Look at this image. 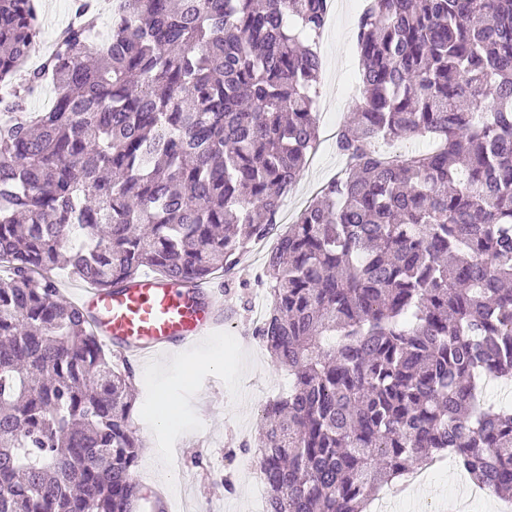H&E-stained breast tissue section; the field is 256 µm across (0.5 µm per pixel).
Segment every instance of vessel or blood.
Listing matches in <instances>:
<instances>
[{
	"label": "vessel or blood",
	"instance_id": "obj_1",
	"mask_svg": "<svg viewBox=\"0 0 512 512\" xmlns=\"http://www.w3.org/2000/svg\"><path fill=\"white\" fill-rule=\"evenodd\" d=\"M77 304L90 313L100 339L126 361L190 349L228 322L222 291L200 282L177 288L153 274L127 288L82 289Z\"/></svg>",
	"mask_w": 512,
	"mask_h": 512
}]
</instances>
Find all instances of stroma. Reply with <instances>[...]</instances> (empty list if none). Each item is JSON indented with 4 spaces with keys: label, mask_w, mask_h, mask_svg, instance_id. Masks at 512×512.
Wrapping results in <instances>:
<instances>
[{
    "label": "stroma",
    "mask_w": 512,
    "mask_h": 512,
    "mask_svg": "<svg viewBox=\"0 0 512 512\" xmlns=\"http://www.w3.org/2000/svg\"><path fill=\"white\" fill-rule=\"evenodd\" d=\"M342 8L328 32L322 34L319 48L322 70L319 96L329 108L320 115V145L312 161L300 175V182L288 195V207L281 210L275 234L260 242L248 243L232 273L225 276L226 295L233 308V319L213 344L230 342L224 369L217 384H205L211 370L202 366L185 375L181 364L186 353L161 356L132 367L133 387L138 399L132 412V428L143 444L137 471L145 479L166 480L168 462L159 460L152 450L160 440H168L184 449L179 459L178 492L186 496V506L204 507L208 512H262L264 490L253 481L252 466L225 469L224 461L240 457L241 445L254 439L260 428V410L288 390L287 368L277 365L258 339L253 308L269 298L268 285L260 278L269 253L295 215L313 198L316 190L342 170L333 137L351 121L360 103L359 93L351 90L359 72L355 53V30L361 0H341ZM163 393L179 401V424L158 432L141 422L148 393ZM230 475L231 481L219 484L218 478ZM462 472L440 462L438 468L416 485L408 497H391L392 512H449L456 501Z\"/></svg>",
    "instance_id": "stroma-1"
}]
</instances>
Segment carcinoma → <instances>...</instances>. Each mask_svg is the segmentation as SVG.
<instances>
[{"label":"carcinoma","mask_w":512,"mask_h":512,"mask_svg":"<svg viewBox=\"0 0 512 512\" xmlns=\"http://www.w3.org/2000/svg\"><path fill=\"white\" fill-rule=\"evenodd\" d=\"M0 0V512H133V373L53 271L189 288L277 224L319 145L326 0ZM347 161L266 262L254 334L293 376L249 448L266 512H365L449 455L512 493V0H365ZM53 85V106L26 101ZM430 150L387 160L381 143Z\"/></svg>","instance_id":"cac0c4a2"}]
</instances>
